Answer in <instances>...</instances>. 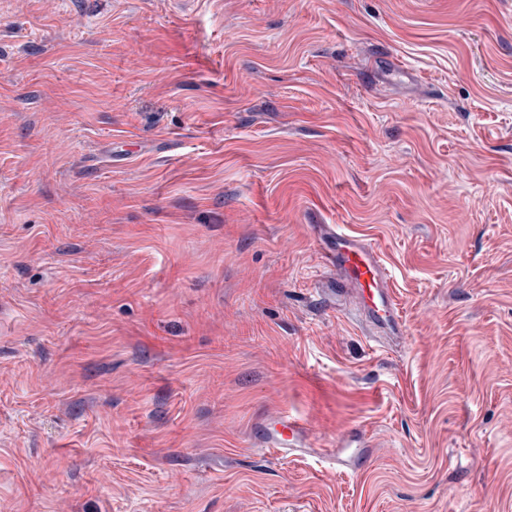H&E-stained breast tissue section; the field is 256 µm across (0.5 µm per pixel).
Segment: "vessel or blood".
Wrapping results in <instances>:
<instances>
[{"instance_id":"1","label":"vessel or blood","mask_w":512,"mask_h":512,"mask_svg":"<svg viewBox=\"0 0 512 512\" xmlns=\"http://www.w3.org/2000/svg\"><path fill=\"white\" fill-rule=\"evenodd\" d=\"M320 262L326 271L314 295L332 297L347 305L370 330L398 337L402 334L389 271L372 243L356 238L341 225L316 224ZM251 447L276 455H290L312 445L309 423L287 413L261 418L250 434ZM373 443L361 426L350 427L319 451L323 462L353 471L369 458Z\"/></svg>"}]
</instances>
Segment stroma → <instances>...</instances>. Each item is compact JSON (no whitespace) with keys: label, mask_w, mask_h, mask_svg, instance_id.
I'll list each match as a JSON object with an SVG mask.
<instances>
[{"label":"stroma","mask_w":512,"mask_h":512,"mask_svg":"<svg viewBox=\"0 0 512 512\" xmlns=\"http://www.w3.org/2000/svg\"><path fill=\"white\" fill-rule=\"evenodd\" d=\"M181 2L0 0V512H512V0ZM320 262L327 276L312 288L314 296L347 305L361 324L385 337L402 335L389 271L372 243L351 235L340 224H315ZM250 446L276 455H290L313 447L309 423L287 413L261 418L250 433ZM373 443L366 431L359 425L350 427L324 448L319 455L323 462L336 469L355 471L358 466L369 458Z\"/></svg>","instance_id":"35a3bbf8"}]
</instances>
